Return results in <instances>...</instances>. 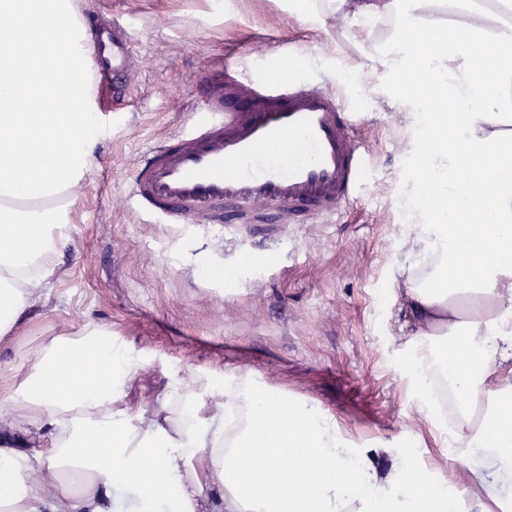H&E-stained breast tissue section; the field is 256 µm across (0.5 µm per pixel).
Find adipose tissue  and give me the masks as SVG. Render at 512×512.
Returning <instances> with one entry per match:
<instances>
[{
  "instance_id": "1",
  "label": "adipose tissue",
  "mask_w": 512,
  "mask_h": 512,
  "mask_svg": "<svg viewBox=\"0 0 512 512\" xmlns=\"http://www.w3.org/2000/svg\"><path fill=\"white\" fill-rule=\"evenodd\" d=\"M352 44L385 27L379 66L430 85L462 120L454 147L421 126L415 165L425 185L387 284L406 333L393 344L429 425L457 461L473 446L512 465V0H300ZM457 41L421 48L447 27ZM497 44L498 56L485 52ZM425 53L427 63L411 61ZM78 0H0V341L24 333L75 221L104 117ZM493 71L490 84L478 72ZM481 214L469 234L452 207ZM478 264L480 280L464 278ZM454 342L449 369L440 347ZM141 361L87 325L40 335L23 376H0V426L23 422L38 448L0 446V512H512L500 475L471 468L455 493L410 452L387 465L352 444L319 406L260 385L250 373L172 378L159 405L129 413Z\"/></svg>"
}]
</instances>
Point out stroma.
I'll return each mask as SVG.
<instances>
[{"instance_id":"35a3bbf8","label":"stroma","mask_w":512,"mask_h":512,"mask_svg":"<svg viewBox=\"0 0 512 512\" xmlns=\"http://www.w3.org/2000/svg\"><path fill=\"white\" fill-rule=\"evenodd\" d=\"M122 21L139 60L127 101L100 86L111 125L77 189L76 224L55 260L33 334L111 328L146 369L131 410L151 407L173 377L251 370L267 385L335 416L359 449L407 448L439 458L428 422L407 395L383 301L401 232L411 223L420 147L411 103L393 104L388 71L357 88L337 82L357 51L335 23L298 15L295 0H79ZM235 57L257 78L337 83L364 122L366 188L333 224H146L124 200L141 152L196 108L195 87Z\"/></svg>"}]
</instances>
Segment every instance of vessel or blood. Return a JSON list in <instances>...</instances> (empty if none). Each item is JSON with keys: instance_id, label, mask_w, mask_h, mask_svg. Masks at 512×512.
<instances>
[{"instance_id": "obj_1", "label": "vessel or blood", "mask_w": 512, "mask_h": 512, "mask_svg": "<svg viewBox=\"0 0 512 512\" xmlns=\"http://www.w3.org/2000/svg\"><path fill=\"white\" fill-rule=\"evenodd\" d=\"M98 36L101 75L129 78L123 23ZM225 70L201 86L198 112L140 156L129 206L158 224L335 223L365 187L369 156L351 136L360 113L307 82Z\"/></svg>"}]
</instances>
